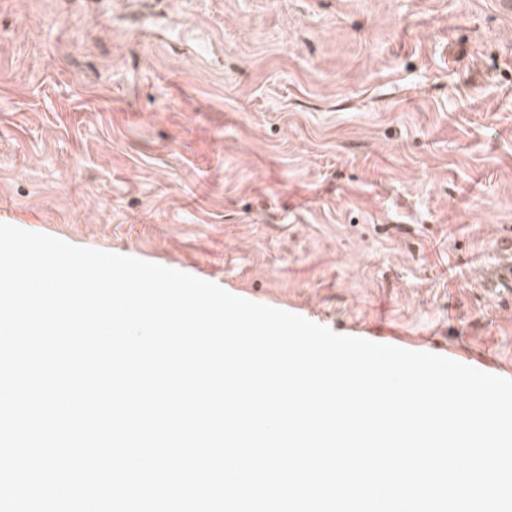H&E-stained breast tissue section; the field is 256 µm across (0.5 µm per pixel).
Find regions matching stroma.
<instances>
[{
  "mask_svg": "<svg viewBox=\"0 0 512 512\" xmlns=\"http://www.w3.org/2000/svg\"><path fill=\"white\" fill-rule=\"evenodd\" d=\"M0 223L512 369V14L0 0ZM482 288L492 297L512 300V236L500 237L491 262L483 267Z\"/></svg>",
  "mask_w": 512,
  "mask_h": 512,
  "instance_id": "35a3bbf8",
  "label": "stroma"
}]
</instances>
